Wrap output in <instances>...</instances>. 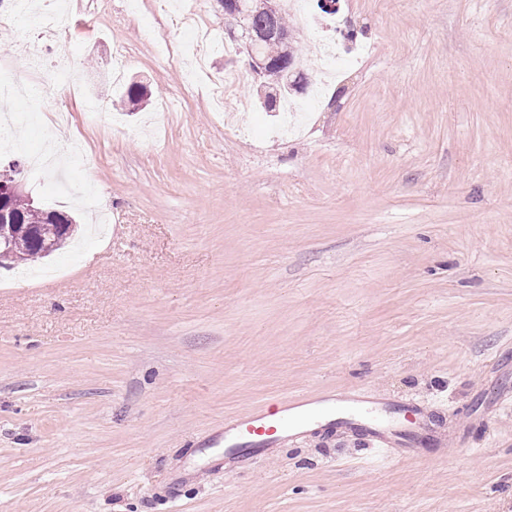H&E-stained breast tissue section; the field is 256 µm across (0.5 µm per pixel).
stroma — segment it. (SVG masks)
<instances>
[{
    "label": "stroma",
    "instance_id": "stroma-1",
    "mask_svg": "<svg viewBox=\"0 0 512 512\" xmlns=\"http://www.w3.org/2000/svg\"><path fill=\"white\" fill-rule=\"evenodd\" d=\"M181 8L228 25L224 0H83L69 87L0 0V78L35 90L0 99L20 155L61 108L85 150L20 174L78 229L0 269V512H512V0H339L342 65L288 136L259 83L228 123L223 89L186 79ZM358 388L431 404L450 451L352 470L364 436L321 424L268 458L212 445L227 418Z\"/></svg>",
    "mask_w": 512,
    "mask_h": 512
}]
</instances>
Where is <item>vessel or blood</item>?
<instances>
[{
    "label": "vessel or blood",
    "mask_w": 512,
    "mask_h": 512,
    "mask_svg": "<svg viewBox=\"0 0 512 512\" xmlns=\"http://www.w3.org/2000/svg\"><path fill=\"white\" fill-rule=\"evenodd\" d=\"M316 422L364 430L366 455L393 461L414 452L416 437L426 431L429 419L422 404L400 406L357 391L323 397L299 394L226 420L224 455L272 454L283 437H302Z\"/></svg>",
    "instance_id": "b4317fda"
}]
</instances>
